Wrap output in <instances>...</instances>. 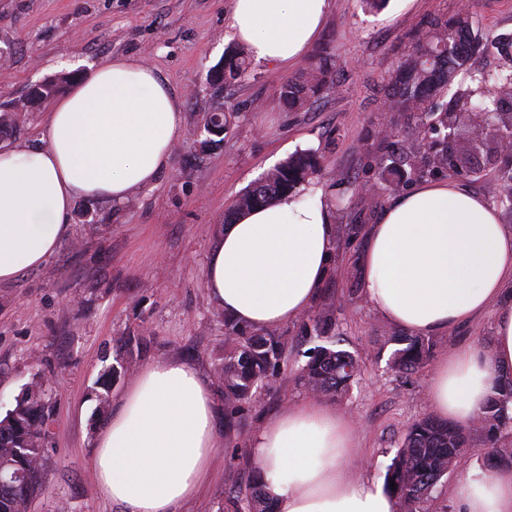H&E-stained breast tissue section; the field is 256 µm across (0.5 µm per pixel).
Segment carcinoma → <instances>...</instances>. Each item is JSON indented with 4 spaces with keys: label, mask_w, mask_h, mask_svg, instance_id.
<instances>
[{
    "label": "carcinoma",
    "mask_w": 512,
    "mask_h": 512,
    "mask_svg": "<svg viewBox=\"0 0 512 512\" xmlns=\"http://www.w3.org/2000/svg\"><path fill=\"white\" fill-rule=\"evenodd\" d=\"M473 43L468 15L451 18L433 15L426 18L413 38L411 52L397 67L395 76L383 87L390 111L417 123L433 122L441 133L448 132L450 112H499L503 99H512V71L509 73H474L470 80L478 85L489 83L502 89L493 95L478 97L470 92L448 94L457 73L464 69ZM222 66L219 84L233 83L247 73L250 62L237 47H229ZM69 76L45 79L27 96L23 107L46 101L59 94ZM333 89L331 66L324 57L306 71L288 79L279 95L292 110L299 111ZM449 98L446 103L443 98ZM233 110L216 101L206 109L205 122L229 129ZM16 107L0 110V136H8L16 128ZM447 157L429 153L426 145L408 152L383 151L376 164L386 179L397 185H410L437 173ZM320 168L318 157L311 151H298L262 174L226 208L224 223L233 224L251 209L274 202L309 181ZM227 338L224 358L216 377L224 385V419L230 425L246 407L259 401L262 393L276 388L284 366L288 365V338L271 332H257L224 319ZM336 326L334 303L325 300L305 325L314 333L316 344L303 352L304 362L297 365L296 382L321 397H345L361 375L359 358L341 348V340L333 335ZM387 343L392 350L389 368L407 375L422 367L430 358L432 343L424 336L394 334ZM130 368V362L118 361L106 367L93 388L96 412L108 414L112 386ZM44 375L32 374L14 405L0 415V466L17 478L0 485V512H28L43 486L44 465L48 453L47 429L50 406L44 397ZM512 434V372L498 375L494 391L471 426L450 425L432 416L414 421L407 428L385 474V490L398 499L402 512H426L442 479L468 461L466 448L475 436L489 448L484 466L488 470L512 467V448L499 445ZM396 488H391V483ZM229 496L218 512H275L273 501L264 489L260 470L252 472L250 481L241 486L238 474L230 471L225 478Z\"/></svg>",
    "instance_id": "cac0c4a2"
}]
</instances>
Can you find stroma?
I'll use <instances>...</instances> for the list:
<instances>
[{"label": "stroma", "instance_id": "35a3bbf8", "mask_svg": "<svg viewBox=\"0 0 512 512\" xmlns=\"http://www.w3.org/2000/svg\"><path fill=\"white\" fill-rule=\"evenodd\" d=\"M229 0H0V106L22 100L29 87L60 75V61H100L128 56L144 61L180 100L184 132L168 169L150 188L126 202L78 203L71 233L39 268L0 285V412L10 408L34 369L51 378L52 415L44 488L32 512H120L97 493L91 458L104 425L91 394L103 367L131 358L112 389L120 400L146 366L167 358L193 364L216 397L224 387L215 369L224 354V313L209 298L207 254L224 226V211L262 173L298 150L321 163L317 183L331 203L336 246L319 300L336 307L335 333L361 359L351 394L332 406L356 425L354 476L383 483L406 428L431 415V365L412 374L390 372L376 355L397 333L367 299L362 257L365 232L394 195L378 187L375 136L387 84L423 19L468 9L482 36L473 69L512 70L492 40L512 34V0H412L405 10L386 5L365 10L362 0H332L316 40L303 58L283 68L252 63L237 83L216 90L210 70L235 38L227 25ZM334 64L333 89L293 112L278 89L316 58ZM235 110L222 142L202 150L195 137L201 109L215 95ZM493 314L432 336V358L479 340L490 348ZM144 347H128L130 336ZM287 368L278 388L245 411L232 430L218 429L209 479L187 512H217L228 495L225 475L248 478L255 466L253 435L286 405L308 399ZM467 466L444 478L429 512H454L452 490L480 472L481 439L468 450Z\"/></svg>", "mask_w": 512, "mask_h": 512}]
</instances>
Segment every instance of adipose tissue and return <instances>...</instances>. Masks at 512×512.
I'll list each match as a JSON object with an SVG mask.
<instances>
[{
	"instance_id": "obj_1",
	"label": "adipose tissue",
	"mask_w": 512,
	"mask_h": 512,
	"mask_svg": "<svg viewBox=\"0 0 512 512\" xmlns=\"http://www.w3.org/2000/svg\"><path fill=\"white\" fill-rule=\"evenodd\" d=\"M330 0H230L227 24L259 63L298 61ZM183 135L179 100L148 63L91 65L48 112L41 143L0 150V283L45 263L81 200L120 204L152 186ZM336 226L322 187L287 195L224 225L204 271L214 302L240 323L281 326L305 313L330 270ZM364 291L389 322L431 336L497 309L491 351L451 350L433 366L436 411L468 424L512 371V227L456 182L425 181L394 198L368 232ZM217 401L188 362L143 369L99 436L100 497L123 512H181L206 482ZM354 423L320 401L286 406L252 438L277 512H396L395 498L347 463ZM458 512H512V470L469 476Z\"/></svg>"
}]
</instances>
